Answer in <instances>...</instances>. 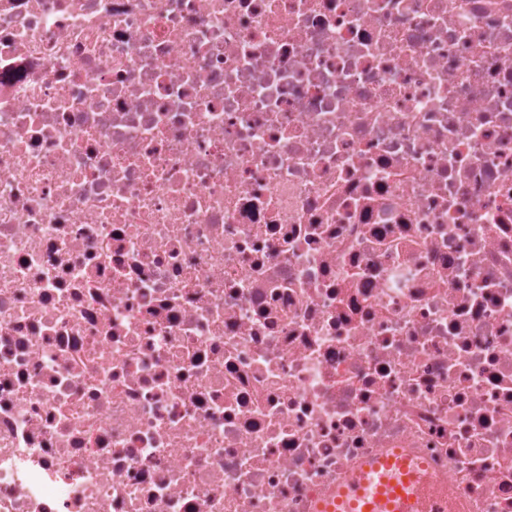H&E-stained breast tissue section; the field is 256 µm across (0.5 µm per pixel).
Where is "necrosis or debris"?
<instances>
[{
    "instance_id": "4bbe7bcc",
    "label": "necrosis or debris",
    "mask_w": 512,
    "mask_h": 512,
    "mask_svg": "<svg viewBox=\"0 0 512 512\" xmlns=\"http://www.w3.org/2000/svg\"><path fill=\"white\" fill-rule=\"evenodd\" d=\"M512 512V0H0V512ZM393 463L398 473L390 470ZM425 493L420 482L409 471L405 462L386 455L365 463L340 488L336 496L322 502L319 511L334 510L333 506H344L359 512H418Z\"/></svg>"
}]
</instances>
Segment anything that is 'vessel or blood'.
I'll return each mask as SVG.
<instances>
[{
	"label": "vessel or blood",
	"mask_w": 512,
	"mask_h": 512,
	"mask_svg": "<svg viewBox=\"0 0 512 512\" xmlns=\"http://www.w3.org/2000/svg\"><path fill=\"white\" fill-rule=\"evenodd\" d=\"M425 493L405 462L382 455L363 464L336 491L334 500L322 502V512L333 506L348 512H419Z\"/></svg>",
	"instance_id": "obj_1"
}]
</instances>
